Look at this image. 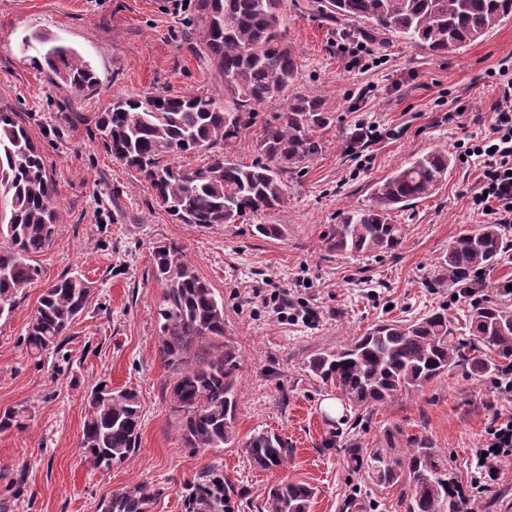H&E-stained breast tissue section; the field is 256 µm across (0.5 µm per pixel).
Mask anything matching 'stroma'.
<instances>
[{
	"instance_id": "obj_1",
	"label": "stroma",
	"mask_w": 512,
	"mask_h": 512,
	"mask_svg": "<svg viewBox=\"0 0 512 512\" xmlns=\"http://www.w3.org/2000/svg\"><path fill=\"white\" fill-rule=\"evenodd\" d=\"M167 0H0V106L16 112L56 183L53 243L34 258L35 282L0 319V413L27 411L24 428L0 431V512H100L112 491L149 484L162 493L150 512H188L186 487L203 469L224 473L225 512H260L271 486L302 482L316 490L312 512H397L398 492L355 472L350 450L375 445L385 427L426 437L463 477L497 415L512 398L465 368L399 395L355 420L329 416L334 389L304 369L319 350L349 343L381 320L411 319L447 307L464 325L467 304L435 278L455 238L484 219L474 211L477 164L455 157L442 188L394 214L405 225L401 248L378 256L329 248L325 236L341 213L368 205L372 187L413 155L453 149L467 133L483 132L496 95L492 72L512 74V20L451 56H436L397 38L368 37L362 23L336 21L308 0H285V38L298 56L297 91L319 96L334 120L327 146L301 173L285 174L284 206L257 221L200 227L172 220L150 186L112 156L95 127L115 95L164 92L224 101V81L199 58L202 25L194 0L171 13ZM49 37L77 48L99 81L84 98L59 84L36 49ZM366 42L379 59L369 71L349 66L340 44ZM366 98H359L360 89ZM281 107L271 98L254 126L226 152L251 164L265 123ZM464 115H457V108ZM382 137L351 146L359 119ZM277 224L278 238L255 223ZM180 242L200 276L224 298L226 341L242 358L235 442L213 451L188 447L170 410L172 372L160 359L156 308L161 285L150 275L156 242ZM90 283L83 314L61 350L34 357L24 342L46 288L60 277ZM287 294L309 320L281 318L267 301ZM137 392L139 448L112 469H97L80 447L86 398L99 381ZM268 429L294 449L287 467L250 465L243 448Z\"/></svg>"
}]
</instances>
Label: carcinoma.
Here are the masks:
<instances>
[{
    "mask_svg": "<svg viewBox=\"0 0 512 512\" xmlns=\"http://www.w3.org/2000/svg\"><path fill=\"white\" fill-rule=\"evenodd\" d=\"M329 18L367 24L374 36L391 35L453 55L512 18V0H315ZM284 0H197L203 22L202 59L224 79V105L198 95L154 93L143 99L116 95L96 128L112 155L147 181L168 214L184 224L207 227L255 218L286 202L283 175L301 172L323 151L321 131L332 121L318 96L293 92L298 59L284 35ZM44 60L72 92L87 96L97 77L74 48L50 46ZM286 95L274 122L257 142L261 158L244 165L224 155V144L256 122V106ZM206 154L197 168L177 158ZM452 156L442 150L414 157L376 183L369 205L340 216L327 243L351 254L400 249L405 227L391 214L435 194L446 181ZM0 318L14 310L17 294L36 277L32 256L50 246L57 227L56 185L25 126L0 107ZM512 245V224H482L459 235L438 261V280L453 288L479 281ZM151 276L163 285L156 309L158 354L172 370L171 410L185 443L217 450L234 442L237 350L222 341L224 298L199 275L183 246L159 242ZM89 283L65 276L44 291L31 316L25 343L36 356L57 350L85 310ZM469 338L459 339L448 309L416 320H387L352 343L312 355L310 374L336 389L355 410H374L467 365L479 378L507 381L512 372V290L494 287L466 314ZM141 411L136 392L101 382L90 391L81 449L95 468L123 463L138 448ZM26 411L6 410L0 430L23 427ZM261 469L288 464V439L258 430L244 443ZM353 469L378 485L399 489L400 512H479L473 490L435 444L405 437L398 425L385 429L372 448H355ZM160 490L140 485L112 492L101 512H149ZM316 491L301 482L269 489L262 512H311ZM190 512H224V472H202L187 489Z\"/></svg>",
    "mask_w": 512,
    "mask_h": 512,
    "instance_id": "1",
    "label": "carcinoma"
}]
</instances>
